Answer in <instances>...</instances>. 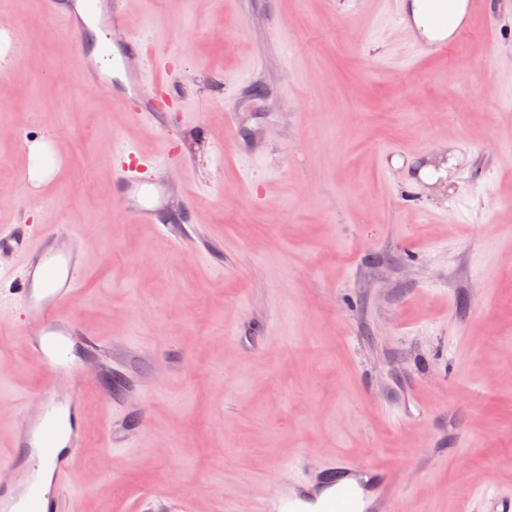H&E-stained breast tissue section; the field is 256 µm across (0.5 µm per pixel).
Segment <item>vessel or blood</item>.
Here are the masks:
<instances>
[{
	"mask_svg": "<svg viewBox=\"0 0 512 512\" xmlns=\"http://www.w3.org/2000/svg\"><path fill=\"white\" fill-rule=\"evenodd\" d=\"M45 4L47 18L77 33L75 50L86 55L73 0H45ZM126 4L127 0H109L102 33L111 39L112 51L94 68L84 69L81 77L86 88L108 91L128 111L152 114L161 109L143 80L152 54L142 37L122 34ZM113 177L132 221L162 225L175 241H182L178 228L194 222L196 209L193 201L186 200L182 212L162 217L167 205L163 163L144 158L134 166H118ZM4 257L22 261L15 292L30 315L28 351L47 380L34 396L17 405L15 446L26 462L0 483V512H65L62 501L72 461L87 444L82 426L87 367L109 345L65 314L79 296L86 270L81 245L71 232L50 226L37 234L28 225H12L0 230V258ZM324 472L333 478L329 494L317 495L312 476L306 474L264 498L258 512H373L387 480L385 470L354 460L329 464Z\"/></svg>",
	"mask_w": 512,
	"mask_h": 512,
	"instance_id": "vessel-or-blood-1",
	"label": "vessel or blood"
}]
</instances>
